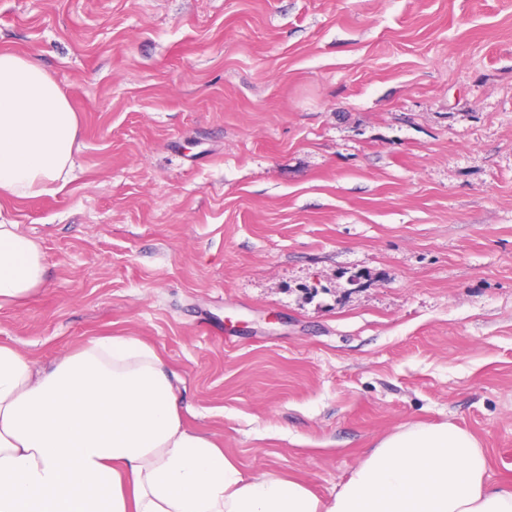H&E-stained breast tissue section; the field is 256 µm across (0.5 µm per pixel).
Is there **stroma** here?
<instances>
[{
  "mask_svg": "<svg viewBox=\"0 0 512 512\" xmlns=\"http://www.w3.org/2000/svg\"><path fill=\"white\" fill-rule=\"evenodd\" d=\"M78 114L0 199L47 279L0 344L139 336L184 421L326 495L414 422L512 484V0H0Z\"/></svg>",
  "mask_w": 512,
  "mask_h": 512,
  "instance_id": "obj_1",
  "label": "stroma"
}]
</instances>
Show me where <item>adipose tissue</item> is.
<instances>
[{
  "label": "adipose tissue",
  "mask_w": 512,
  "mask_h": 512,
  "mask_svg": "<svg viewBox=\"0 0 512 512\" xmlns=\"http://www.w3.org/2000/svg\"><path fill=\"white\" fill-rule=\"evenodd\" d=\"M79 119L33 59L0 51V195L60 193ZM41 244L0 222V308L43 287ZM178 378L137 336L87 340L38 366L0 344V512H512L487 455L451 423L384 436L329 495L272 471L246 473L186 427Z\"/></svg>",
  "instance_id": "1"
}]
</instances>
